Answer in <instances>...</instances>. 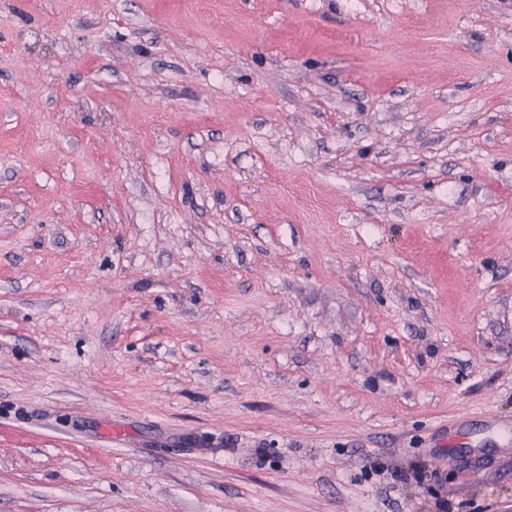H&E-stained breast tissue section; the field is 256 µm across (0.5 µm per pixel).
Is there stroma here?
I'll return each instance as SVG.
<instances>
[{"instance_id":"stroma-1","label":"stroma","mask_w":512,"mask_h":512,"mask_svg":"<svg viewBox=\"0 0 512 512\" xmlns=\"http://www.w3.org/2000/svg\"><path fill=\"white\" fill-rule=\"evenodd\" d=\"M0 512H512V0H0Z\"/></svg>"}]
</instances>
